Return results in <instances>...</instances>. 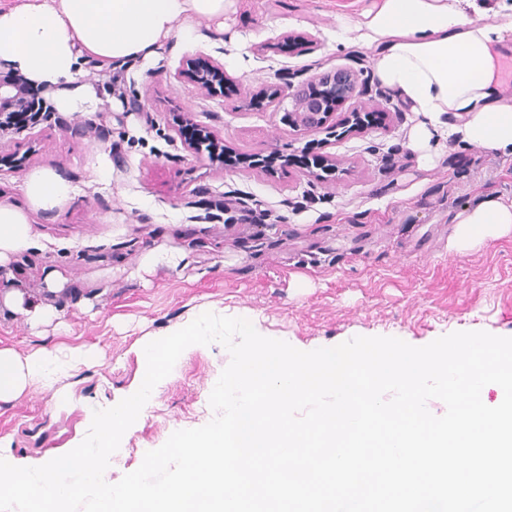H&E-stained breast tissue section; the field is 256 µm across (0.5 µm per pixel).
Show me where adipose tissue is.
I'll list each match as a JSON object with an SVG mask.
<instances>
[{"mask_svg": "<svg viewBox=\"0 0 512 512\" xmlns=\"http://www.w3.org/2000/svg\"><path fill=\"white\" fill-rule=\"evenodd\" d=\"M227 0H0V70L15 72L49 99L53 111L98 112L103 99L80 83L82 61L113 70L158 59L171 37L194 36L198 19H220ZM344 40L364 44L378 83L416 112L411 145L476 146L512 157V0H376L344 15ZM25 205L0 201V289L5 304L30 323L55 308L25 299L11 259L34 246L31 215L73 200L70 180L51 169L31 172ZM448 248L465 255L512 234V199L480 195L454 218ZM80 345L59 355L41 346L27 355L0 348V404L29 387L54 388L70 370L90 363Z\"/></svg>", "mask_w": 512, "mask_h": 512, "instance_id": "obj_1", "label": "adipose tissue"}]
</instances>
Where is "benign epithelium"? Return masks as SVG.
<instances>
[{"label":"benign epithelium","mask_w":512,"mask_h":512,"mask_svg":"<svg viewBox=\"0 0 512 512\" xmlns=\"http://www.w3.org/2000/svg\"><path fill=\"white\" fill-rule=\"evenodd\" d=\"M174 77L186 79L194 83L202 92L211 97L224 94L230 83V77L224 71V65L206 56L186 59L176 70ZM356 92L354 73L347 69L326 72L318 79V87L312 89L307 85H288L281 88L270 86L262 99L272 103H280L285 98L291 99L292 110L287 112L290 126L296 131H317L325 127L333 111L327 109V102L335 99L341 102L352 99ZM23 88L18 83L0 81V109H11L23 102ZM180 127L184 132L186 146L190 150H200L208 146L213 162L223 166L234 167L237 160L224 153L223 142L211 131L199 128L184 116L180 119ZM314 162L303 161L309 172L320 170L326 174L336 172V161L331 156L307 154ZM247 169L264 175L275 177L285 170L291 159L284 155L271 152L267 155L253 154L245 158Z\"/></svg>","instance_id":"7a95c632"}]
</instances>
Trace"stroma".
Here are the masks:
<instances>
[{"instance_id": "1", "label": "stroma", "mask_w": 512, "mask_h": 512, "mask_svg": "<svg viewBox=\"0 0 512 512\" xmlns=\"http://www.w3.org/2000/svg\"><path fill=\"white\" fill-rule=\"evenodd\" d=\"M336 0H228L223 24L203 20L190 41L169 40L160 57L124 75L123 95L93 116L53 113L0 135V201L23 203L26 176L61 173L81 190L63 207L33 216L36 246L11 261L27 297L58 315L31 327L0 312V347L27 354L41 345L92 346L96 359L62 380L59 392L28 388L0 406V457L30 464L85 438L93 412L121 399L140 376L138 343L188 324L201 307L246 317L269 338L310 351L357 336L424 346L457 331L512 337V236L458 255L448 249L453 216L472 198L512 199V159L449 147L424 159L410 145L419 117L374 79L369 50L337 43ZM285 33L314 36L311 51L288 50ZM223 63L239 91L210 97L175 79L182 61ZM352 69L356 104L386 113L383 124L340 139L297 132L283 121L290 102L258 107L267 84H300ZM224 139L239 155L329 153L338 173L319 182L291 167L278 177L216 170L206 151L185 149L175 118ZM111 165L99 181L98 154ZM224 202L226 211L216 209ZM183 251L187 266L148 271L144 252ZM58 269L67 290L47 293L42 269ZM230 354L189 348L160 381L146 418L124 434L104 473L118 482L177 430L214 416L209 396Z\"/></svg>"}]
</instances>
